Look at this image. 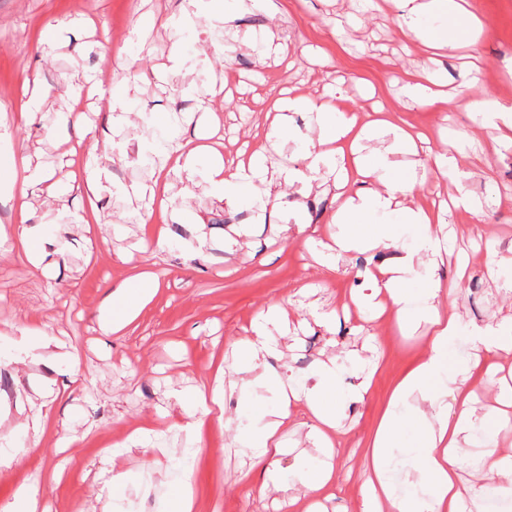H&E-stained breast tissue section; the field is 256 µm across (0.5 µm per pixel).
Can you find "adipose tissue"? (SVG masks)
<instances>
[{
  "mask_svg": "<svg viewBox=\"0 0 512 512\" xmlns=\"http://www.w3.org/2000/svg\"><path fill=\"white\" fill-rule=\"evenodd\" d=\"M398 8L399 24L409 38L428 48L451 54L464 50L478 56L487 29L460 0H398ZM438 85V80L424 71L403 78L404 94L414 106L444 112L448 96L439 91ZM464 108L473 121L499 130L502 142L512 144V105L488 97L466 102ZM299 109L315 113L318 129L316 137L302 143L303 167L268 164V154L282 151L291 131L289 113ZM274 110L276 118L267 143L252 152L248 162L233 168L216 165L199 169V149L186 141L175 148V171L187 182H205L228 208L253 202L263 210L275 204L285 188L299 185L309 190L323 174L332 175L336 200L332 222L338 227L330 246L333 258L354 251L383 252V259L370 262L362 273L367 288L363 302L382 300L401 322L421 319L431 328L424 356L397 383L390 400L394 408L411 397H420L422 407L411 412L414 432L403 436L402 424L394 412L379 421L371 442L372 472L361 512H459L458 475L452 458L461 443L474 436L483 445L495 444L508 413L502 409L477 412L463 392L475 366L449 360L448 351L466 344L511 352L512 329L488 326L466 330L441 302L443 285L434 271L445 249L444 219L441 213L415 205L414 196L423 188L425 178L412 170L400 173L396 161L397 154L416 153V133L390 122L380 110L367 121L358 122L331 99L282 96ZM385 135L392 138L389 147L366 150V140ZM419 271L425 274V286L410 289L409 278ZM158 285L157 274H139L137 299L133 302L128 300L125 287L111 290L99 311L102 332L114 333L131 324L152 300ZM286 321L285 311L269 308L251 336L235 345L240 388L267 383L276 394L270 421L259 428H243L239 435L240 443L252 449L259 463L278 452L279 430L300 406L315 423L316 447L331 445L339 428L336 402L363 400L372 385L371 374L365 372L355 353L346 368L337 365L335 358H328L311 381L269 368L268 358L282 353L279 339L271 330ZM347 370L355 378L350 385L343 382ZM393 448L403 449L413 464L404 476H396L391 467L389 451Z\"/></svg>",
  "mask_w": 512,
  "mask_h": 512,
  "instance_id": "1",
  "label": "adipose tissue"
}]
</instances>
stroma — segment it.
Returning a JSON list of instances; mask_svg holds the SVG:
<instances>
[{"instance_id": "stroma-1", "label": "stroma", "mask_w": 512, "mask_h": 512, "mask_svg": "<svg viewBox=\"0 0 512 512\" xmlns=\"http://www.w3.org/2000/svg\"><path fill=\"white\" fill-rule=\"evenodd\" d=\"M208 0H0V106L8 135L0 139V171L23 179L22 154L48 175L40 191L0 195V226H40L44 269L32 267L12 238L0 239V435L26 449L21 463L0 465V510L17 486L37 487L39 512H164V503L189 474L194 512H306L309 502L292 485L295 468L316 456L312 421L298 414L281 432L282 448L266 467L237 437L246 420L239 394L226 392L224 414H188L186 394L211 387L234 342L252 333L269 306L289 320L280 372L313 376L329 357L357 350L373 357L370 393L342 407L334 437L333 479L318 496L317 512H359L371 474L369 439L392 391L427 344L426 323L400 329L393 310L357 306L352 296L367 252L327 267L305 246L329 242L336 227L331 196L289 188L277 209H225L205 184L184 189L162 176L152 141L171 136L214 147L203 162L230 166L266 140L268 111L281 91L319 99L365 117L376 108L412 124L422 149L455 157L454 175L428 170L416 196L432 209L463 181L478 213L447 217L448 254L437 272L450 309L469 327L512 325V291L499 290L492 270L512 260V145L499 131L478 128L462 106L447 113L409 105L400 93L405 72L426 67L455 92L467 59L426 54L400 29L390 0H273L239 18L253 36L233 46L224 23L207 17ZM488 33L480 45L484 80L470 99L494 96L512 104V0H470ZM280 43L276 58L266 42ZM180 55V67L171 58ZM34 97L44 105L28 120L19 114ZM126 113L129 124L112 121ZM105 143L91 150L87 140ZM98 179L96 196L77 185ZM140 187L139 197L127 196ZM304 212V232L285 237L277 227ZM246 234L229 245L236 228ZM173 241L156 249L157 239ZM154 271L158 289L137 319L103 334L96 317L109 291ZM334 312L331 323L318 314ZM43 331L68 361L31 351L17 363L22 336ZM480 361L467 380L478 410L512 400V354L461 348ZM44 405V432L31 446L22 425ZM512 464V427L496 447L468 445L456 455L465 512H487L473 485L490 481L489 461ZM128 480L112 498L99 496L110 469ZM290 482L283 494L269 474ZM297 496L287 505L286 495Z\"/></svg>"}]
</instances>
